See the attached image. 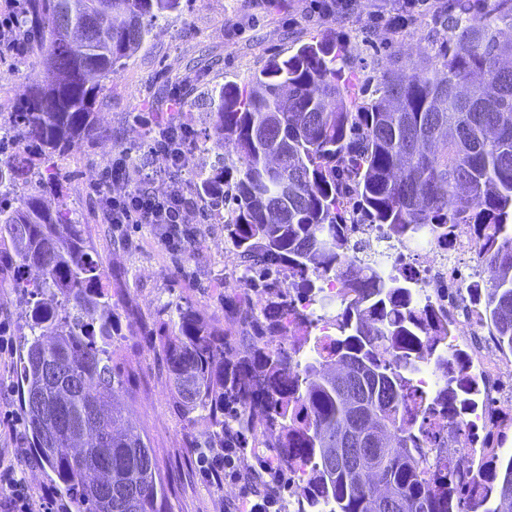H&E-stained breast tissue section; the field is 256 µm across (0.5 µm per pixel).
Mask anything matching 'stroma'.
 <instances>
[{"mask_svg":"<svg viewBox=\"0 0 512 512\" xmlns=\"http://www.w3.org/2000/svg\"><path fill=\"white\" fill-rule=\"evenodd\" d=\"M393 5L394 0H359L354 16L336 21L309 17L306 0H182L181 11L160 18L154 35L116 76L103 80L96 110L106 136L86 139L54 159L70 214L87 226L107 274L123 330L115 342L118 359L132 384L118 398L154 450L170 512H220V500L240 497L237 486L218 491L197 473L195 453L214 438L206 422L188 423L174 409L164 356L155 350L153 338L158 324L180 306L223 323L225 283L237 271L234 250L223 225L207 218L200 206L188 216L198 241L185 251L161 248L149 224H131L124 233H114L90 187L126 155L134 164L163 171L164 161L142 151L157 123L173 119L202 132L208 124L207 89L228 81L245 83L269 59L317 34L348 36L353 70L370 76L397 63L419 62L437 40L439 27L426 18L395 32L383 25L370 28L371 13ZM41 61L40 45L33 41L25 54L0 62V73L6 75L0 80V113L11 111L28 94L41 76ZM180 82L187 85L186 100L176 110L168 101L172 85ZM497 396L503 425L480 428L477 442L466 446L478 467L486 462L481 452L485 437L498 450V466L512 459L511 371L501 375Z\"/></svg>","mask_w":512,"mask_h":512,"instance_id":"stroma-1","label":"stroma"}]
</instances>
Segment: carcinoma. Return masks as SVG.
I'll return each mask as SVG.
<instances>
[{
  "mask_svg": "<svg viewBox=\"0 0 512 512\" xmlns=\"http://www.w3.org/2000/svg\"><path fill=\"white\" fill-rule=\"evenodd\" d=\"M22 26L42 36L44 74L0 123V268L27 297L20 370L26 425L73 512H104L89 482L87 455L112 467V512H167L157 457L116 402L129 378L112 364L120 335L105 270L87 228L61 200L59 182L34 171L90 136L102 135L100 86L181 0H28ZM512 0H482L446 23V35L411 73L351 82L346 38L313 37L274 57L247 83L210 91L202 147L218 166L200 170L193 194L224 223L257 301L224 303L240 324L230 336L190 307L158 333L181 415L204 419L228 447L276 448L279 461L310 463L306 496L313 512H371L370 488L349 462L328 464L336 432L372 424L393 435L370 447L376 479L397 512H482L491 493L512 501V459L485 468L482 497L448 487L416 422L444 415L448 432L460 407L480 392L458 353L443 348L453 321L444 307L421 304L413 279L358 257L353 235L379 225L402 241L430 226L442 235L464 225L487 280L466 287L475 320L512 353ZM270 112L280 120L259 135ZM280 143L282 169L260 153ZM237 146L226 160L225 144ZM38 176L41 193L19 199ZM286 178L294 193L277 195ZM52 197L56 204L46 203ZM37 276H29L32 269ZM332 283L341 297L329 342L284 346L296 303ZM434 363L445 378L417 396L413 374ZM366 408L352 414L344 389Z\"/></svg>",
  "mask_w": 512,
  "mask_h": 512,
  "instance_id": "carcinoma-1",
  "label": "carcinoma"
}]
</instances>
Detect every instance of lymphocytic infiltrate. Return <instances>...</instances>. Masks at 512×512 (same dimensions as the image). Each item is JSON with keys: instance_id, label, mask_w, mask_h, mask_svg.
Returning <instances> with one entry per match:
<instances>
[{"instance_id": "1", "label": "lymphocytic infiltrate", "mask_w": 512, "mask_h": 512, "mask_svg": "<svg viewBox=\"0 0 512 512\" xmlns=\"http://www.w3.org/2000/svg\"><path fill=\"white\" fill-rule=\"evenodd\" d=\"M24 2L0 0V59L18 54L28 39L19 22ZM458 9L455 0H396L392 13L379 10L370 20L399 29L423 16L454 13ZM193 143L194 133L190 128L169 121L159 126L147 148L151 154L161 157L168 168L179 171ZM124 176L129 177L130 188L121 195H113V181ZM94 192L106 219L114 226L153 225L160 245L173 252L193 247L198 240L196 227L187 221L194 200L187 196L181 184L158 183L156 171L141 169L133 172L125 159H118L95 186ZM0 422L7 426L13 442L10 455L0 454V512H61L54 488L33 492L18 475L19 466L27 454L12 412H5ZM195 465L207 483L218 488L228 484L240 488L241 501H225L224 512H238L242 506L247 512H281L282 492L286 485L283 471L273 461L265 460L255 466L248 462L247 449L202 448L196 454Z\"/></svg>"}]
</instances>
